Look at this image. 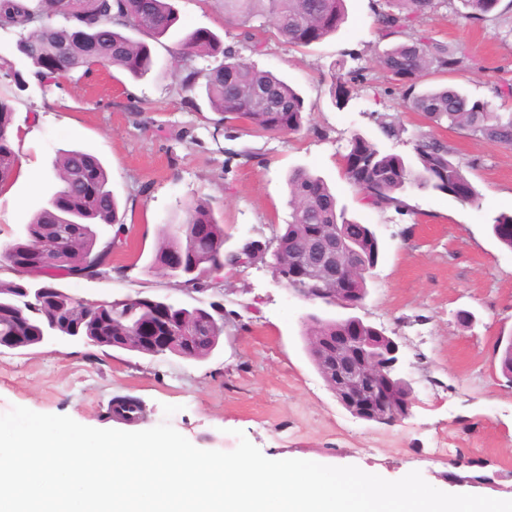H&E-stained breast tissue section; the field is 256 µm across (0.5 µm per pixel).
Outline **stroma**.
Listing matches in <instances>:
<instances>
[{"instance_id": "1", "label": "stroma", "mask_w": 512, "mask_h": 512, "mask_svg": "<svg viewBox=\"0 0 512 512\" xmlns=\"http://www.w3.org/2000/svg\"><path fill=\"white\" fill-rule=\"evenodd\" d=\"M174 5L179 32L151 42L153 68L143 79L99 65L45 90L30 81L13 100L19 131L13 147L28 174L0 195V239L23 236L32 214L59 190L60 154L85 149L103 161L119 200L128 232L112 263L124 273L61 278L58 286L89 301L140 296L205 306L210 294L179 290L150 269L163 225L179 222L186 202L204 198L228 243L270 237L289 218L288 171L306 166L328 180L350 216L372 225L382 243L356 314L401 342L397 374L412 388V414L394 425L369 423L338 403L309 358L302 323L311 313L342 317L343 309L297 296L263 262L225 280L218 300L230 319L218 347L202 360L84 342L0 347V414L23 406L112 429L109 403L131 395L145 407L138 430L166 422L203 450L232 451L241 431L272 460L354 465L391 481L417 471L441 491L466 494L470 486L450 483L447 475L473 474L479 461L495 479L484 496L512 500V383L501 374L496 348L512 336V249L491 231L494 217L512 212V149L434 128L409 106L378 66L391 42L378 36L373 0H347L345 24L321 43L292 47L267 32L258 53L242 48L237 28L225 23L223 0ZM465 13L461 0H453L421 22L427 36L458 51L466 65L455 73L426 71L420 85L456 86L493 111L511 112L512 98L495 89L512 84V36L502 35L512 26V0H501L495 16L480 22ZM198 28L298 89L312 108L307 128L279 136L256 134L243 120L219 128L200 93L186 107L172 49L179 34ZM339 61L372 73L342 109L331 84ZM383 114L400 126L399 137L381 139ZM356 133L408 159L421 136L436 134L464 165L478 203L414 190L404 212L364 205L342 169Z\"/></svg>"}]
</instances>
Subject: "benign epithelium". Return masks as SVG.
I'll return each instance as SVG.
<instances>
[{
  "mask_svg": "<svg viewBox=\"0 0 512 512\" xmlns=\"http://www.w3.org/2000/svg\"><path fill=\"white\" fill-rule=\"evenodd\" d=\"M317 250L308 259L293 264L288 277L300 283L307 279V266L320 265L322 274L330 282L328 301L344 309L360 306L356 298L353 270L366 264L353 261L347 245L339 239L317 233ZM194 331L183 326H166V335L141 331L138 340L152 345L166 346L177 337H188ZM328 350L325 371L331 379L332 392L339 403L354 417L367 422L394 424L411 415L413 398H403L394 387L393 367L399 361L400 343L382 329L368 326L357 316L338 322L336 342H323Z\"/></svg>",
  "mask_w": 512,
  "mask_h": 512,
  "instance_id": "benign-epithelium-1",
  "label": "benign epithelium"
}]
</instances>
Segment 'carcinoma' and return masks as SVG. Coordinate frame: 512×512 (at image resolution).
<instances>
[{
	"instance_id": "cac0c4a2",
	"label": "carcinoma",
	"mask_w": 512,
	"mask_h": 512,
	"mask_svg": "<svg viewBox=\"0 0 512 512\" xmlns=\"http://www.w3.org/2000/svg\"><path fill=\"white\" fill-rule=\"evenodd\" d=\"M500 0H461L469 9L467 17L481 20L497 9ZM447 0H375L378 34L382 39L403 36L380 56L378 63L412 108L422 113L436 127L448 125L467 134L504 148H512V112H494L488 102L472 99L452 87L416 91L418 78L427 70L452 73L464 66L463 58L448 45L434 41L419 30L421 20ZM224 15L240 29V42L257 50V38L264 25L272 23L273 36L295 47H308L335 34L346 20V0H224ZM63 24L56 25L53 18ZM179 15L171 0H0V28L19 33L18 52L33 68L40 87L46 89L75 71L88 74L95 65L117 67L132 78L140 79L152 65L147 42L135 40L126 31H135L154 40L171 33ZM174 53L183 59L179 72L181 89L188 93L185 104L195 106L191 93L202 88L213 112L219 115L216 125L244 119L252 129L271 135L296 134L303 128L306 112L303 97L285 80L269 71L245 63L236 52L224 48L220 38L206 29H195L182 37ZM221 58L207 68L195 65L198 58ZM332 95L337 107H345L354 94L355 83L368 80L366 67L345 70L337 63ZM0 82L12 93L0 92V185L14 175L19 157L12 146L11 97L28 89V83L14 62L0 57ZM266 95L261 102L258 94ZM415 156L408 160L382 149L362 134L353 135L343 155L347 182L368 206L379 210L406 207L403 195L409 190L447 195L460 203H473L478 192L467 177L464 166L454 159L452 148L443 140L429 135L418 140ZM60 189L48 206L33 215L26 226V236L0 247V267L19 275L35 274L54 280L82 267L83 277L92 279L122 268L112 266L110 248L122 242L126 227L118 216V203L109 189V173L92 153L74 149L56 161ZM290 220L276 230L280 246L277 256L282 272L288 273L295 257L308 250V235L320 228L342 241H351L366 259L377 266L380 242L371 226L347 217L336 192L321 176L306 167H296L287 176ZM56 224H76L78 231L63 244L46 241ZM95 224L112 227L113 235L98 244ZM206 228V238L196 236L195 229ZM497 239L512 248V214L501 213L491 224ZM226 234L210 203L205 199L188 202L182 221L166 226L150 268L166 273L165 258L172 250L184 254L188 268L196 269L192 287L209 288L223 271L232 272L234 257L224 255ZM66 309L94 336H127L129 340L104 341L101 347L118 348L144 355L151 352L137 345L131 336L137 329L156 321L155 306L148 301L91 307L72 297ZM56 312L53 298L44 301L42 312H18L0 308V333L17 330L35 346L43 315ZM171 320H183L200 328V334L187 344L175 343L168 352L189 359H204L219 345L224 335L226 314L218 301L209 307L173 306ZM303 335L334 336L336 320L310 314L303 322ZM142 403L131 396H115L111 417L125 423L138 422Z\"/></svg>"
}]
</instances>
